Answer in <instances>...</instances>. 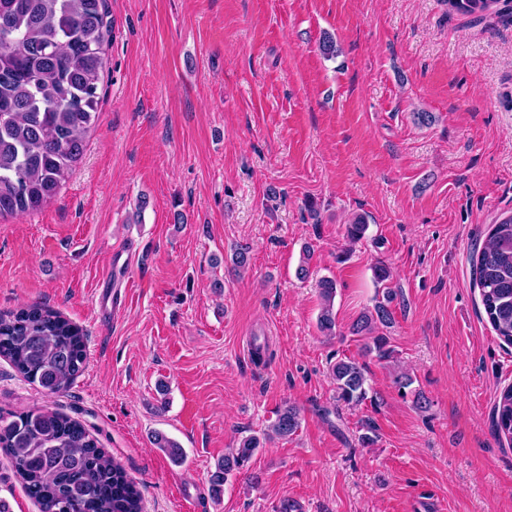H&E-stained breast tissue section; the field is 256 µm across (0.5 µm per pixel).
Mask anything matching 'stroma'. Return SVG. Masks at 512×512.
<instances>
[{
  "label": "stroma",
  "mask_w": 512,
  "mask_h": 512,
  "mask_svg": "<svg viewBox=\"0 0 512 512\" xmlns=\"http://www.w3.org/2000/svg\"><path fill=\"white\" fill-rule=\"evenodd\" d=\"M107 4L85 154L41 210L0 219V310H59L87 331V364L49 394L0 358V411L79 421L138 484L144 512H512V447L492 428L512 347L472 274L491 225L512 216V9ZM359 215L369 227L352 243ZM381 263L397 292L388 361L349 331ZM322 278L336 282L332 336L317 327ZM345 358L380 406L338 401L329 366ZM401 371L428 411L398 392ZM286 403L296 434L265 440L213 501L217 461L268 433Z\"/></svg>",
  "instance_id": "35a3bbf8"
}]
</instances>
